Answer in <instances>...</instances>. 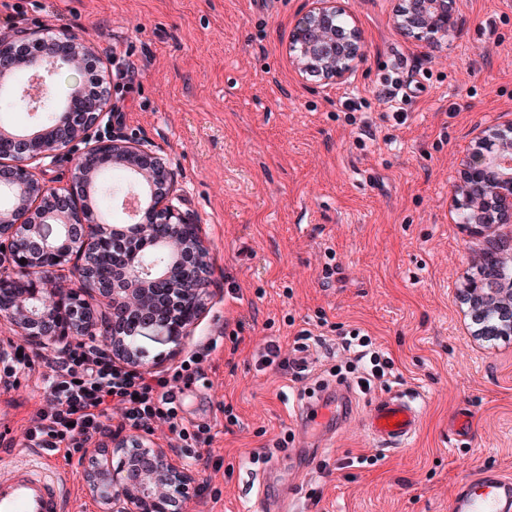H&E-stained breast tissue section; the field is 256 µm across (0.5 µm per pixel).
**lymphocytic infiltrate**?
Segmentation results:
<instances>
[{
    "mask_svg": "<svg viewBox=\"0 0 512 512\" xmlns=\"http://www.w3.org/2000/svg\"><path fill=\"white\" fill-rule=\"evenodd\" d=\"M219 343V337L209 338L189 352L184 364L164 375L129 369L107 351L82 343L63 354L43 357L47 372L39 380L46 405L34 413L25 429L30 447L49 456L63 454L69 462L85 461L88 447L110 436L106 420L109 410L116 409L124 428L149 433L155 425L167 424L171 447L195 457L197 448L211 443V428L183 426L181 395L200 376L202 363ZM340 345L348 355L343 383L387 389L399 381L393 359L367 334L349 331Z\"/></svg>",
    "mask_w": 512,
    "mask_h": 512,
    "instance_id": "lymphocytic-infiltrate-1",
    "label": "lymphocytic infiltrate"
}]
</instances>
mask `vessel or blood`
I'll list each match as a JSON object with an SVG mask.
<instances>
[{
    "label": "vessel or blood",
    "instance_id": "obj_1",
    "mask_svg": "<svg viewBox=\"0 0 512 512\" xmlns=\"http://www.w3.org/2000/svg\"><path fill=\"white\" fill-rule=\"evenodd\" d=\"M370 439L383 448L405 447L421 426L418 404L391 394L371 403L364 416ZM512 498V478L484 470L467 478L448 501V512H501ZM0 512H66V483L33 467L0 464Z\"/></svg>",
    "mask_w": 512,
    "mask_h": 512
}]
</instances>
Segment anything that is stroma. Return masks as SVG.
<instances>
[{
    "instance_id": "stroma-1",
    "label": "stroma",
    "mask_w": 512,
    "mask_h": 512,
    "mask_svg": "<svg viewBox=\"0 0 512 512\" xmlns=\"http://www.w3.org/2000/svg\"><path fill=\"white\" fill-rule=\"evenodd\" d=\"M341 2L364 54L347 80L326 84L298 74L288 55L309 0H23V30L91 44L115 130L168 161L210 241L211 295L193 342L225 329L242 338L220 344L183 395L184 426L214 434L183 512H448L478 469L512 474V341L472 334L459 290L483 240L450 210L471 137L512 124V0H457L455 29L419 40L395 28V0ZM115 48L140 70L133 85L115 76ZM417 56L425 62L403 74L417 86L399 125L378 91ZM354 97L369 131L348 120L343 102ZM330 262L341 272L326 285ZM303 329L322 342L293 384L262 354L272 340L294 356ZM353 329L394 359L397 392L424 409L408 447L378 450L361 425L380 388L353 392L323 441L297 414L336 384L339 339ZM44 404L27 373L0 387V461L65 477L68 512H104L83 473L28 446L25 428ZM462 413L472 427L461 436ZM284 435L287 450L258 463ZM374 453V466L344 465Z\"/></svg>"
}]
</instances>
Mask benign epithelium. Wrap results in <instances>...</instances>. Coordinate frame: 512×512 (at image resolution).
Listing matches in <instances>:
<instances>
[{"label":"benign epithelium","instance_id":"7a95c632","mask_svg":"<svg viewBox=\"0 0 512 512\" xmlns=\"http://www.w3.org/2000/svg\"><path fill=\"white\" fill-rule=\"evenodd\" d=\"M455 0H398L394 23L406 34L421 38L446 31L455 24ZM42 37L32 32L17 39L0 37V92L18 96L12 83L17 72L46 78L61 67L86 74L94 71L92 48L67 36L65 49H45L31 55L28 44ZM292 64L302 74L320 80L342 82L362 56L359 29L349 20L337 0H311L310 8L295 26L289 47ZM108 92L89 100L85 86L74 88L61 111H84V121L69 127L61 141L37 134L18 136L0 130V141L18 146L14 164H0V195L10 198L0 205V287L24 282L26 287L13 302L0 309L15 330L36 347L64 351L77 340L112 347V356L122 363L142 365L134 336L152 324L147 314L153 284L165 277L161 261L141 252L145 244L153 251L187 266V273L172 291L191 306V315L178 320L163 339L178 344L190 335L209 296V249L200 225L181 208L183 195L164 159L143 142L118 133L91 131L112 126L107 106ZM84 145L77 169L81 178L70 188L71 196L89 194L97 172L84 167L86 159L105 156L114 168L126 170L135 180L139 198L137 218L131 224H106L88 206L59 204L52 212L41 208L49 186L40 177L56 163L59 152ZM456 206L462 209L460 223L472 234L489 238L499 224L512 223V126L485 129L474 137L455 185ZM124 239L129 247L120 279L112 281L108 320L99 323L89 303L101 288L88 271V256L109 239ZM69 267L68 274L58 271ZM460 296L473 314L486 324L478 336L512 335V278L492 286L469 279ZM103 460L86 475L92 490L108 506V512H167V506L186 499L194 483L187 467L167 448H150L134 437L117 447L99 449Z\"/></svg>","mask_w":512,"mask_h":512}]
</instances>
